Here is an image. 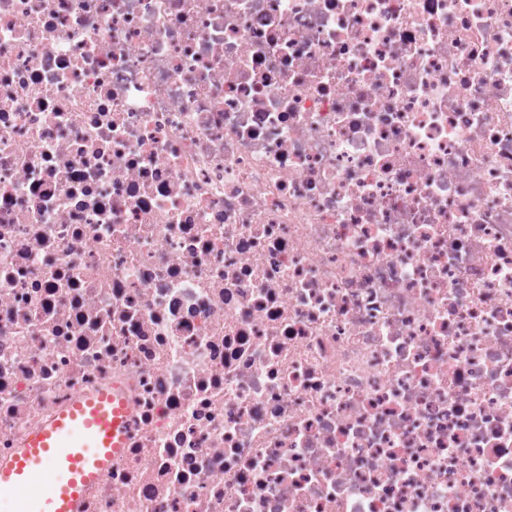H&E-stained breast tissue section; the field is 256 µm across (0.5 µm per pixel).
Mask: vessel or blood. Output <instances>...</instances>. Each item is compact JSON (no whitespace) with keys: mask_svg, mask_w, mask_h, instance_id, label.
I'll use <instances>...</instances> for the list:
<instances>
[{"mask_svg":"<svg viewBox=\"0 0 512 512\" xmlns=\"http://www.w3.org/2000/svg\"><path fill=\"white\" fill-rule=\"evenodd\" d=\"M126 413L107 391L77 398L0 462V503L17 502L16 512H76L86 489L119 453Z\"/></svg>","mask_w":512,"mask_h":512,"instance_id":"b4317fda","label":"vessel or blood"}]
</instances>
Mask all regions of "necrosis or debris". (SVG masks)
I'll use <instances>...</instances> for the list:
<instances>
[{
  "mask_svg": "<svg viewBox=\"0 0 512 512\" xmlns=\"http://www.w3.org/2000/svg\"><path fill=\"white\" fill-rule=\"evenodd\" d=\"M103 390L78 512H512V0H0V460Z\"/></svg>",
  "mask_w": 512,
  "mask_h": 512,
  "instance_id": "obj_1",
  "label": "necrosis or debris"
}]
</instances>
